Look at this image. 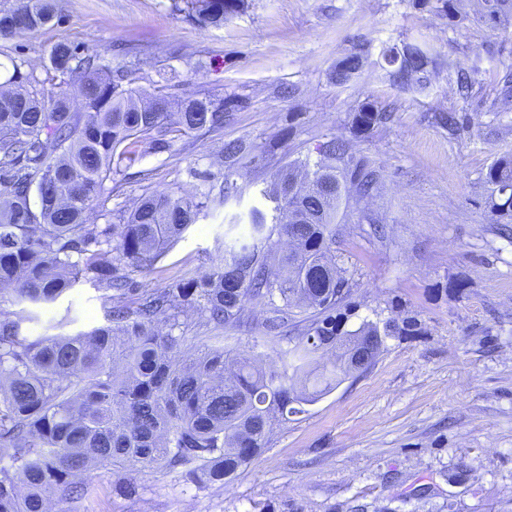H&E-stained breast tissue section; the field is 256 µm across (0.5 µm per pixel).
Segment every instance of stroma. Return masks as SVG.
I'll list each match as a JSON object with an SVG mask.
<instances>
[{"mask_svg": "<svg viewBox=\"0 0 512 512\" xmlns=\"http://www.w3.org/2000/svg\"><path fill=\"white\" fill-rule=\"evenodd\" d=\"M220 28H203L186 0H61L39 31L0 38V63L41 70L61 40L101 51L135 71L143 88L171 78L175 94L224 103L215 131L170 133L171 146L140 154L116 175L89 223H118L139 198L194 196L193 170L224 177L225 142L247 146L224 204L171 244L141 288H166L223 257L248 223L228 216L269 210L259 191L288 163L316 159L333 137L350 140L378 174L359 221L347 192L336 215L337 268L350 295L336 311L346 329L415 320V334L386 337L374 363L274 424L265 448L225 485L179 471L94 470L78 512H512V219L491 208L486 179L512 155V21L481 20L471 0L448 18L440 0H247ZM413 44L434 58L428 83L397 86L385 53ZM362 48L361 69L336 83L337 61ZM475 79L469 97L457 73ZM371 102L390 121L355 135ZM468 122L448 131L439 114ZM109 306L89 282L25 323L68 334L104 322ZM266 300L250 303L230 346L275 360L264 346Z\"/></svg>", "mask_w": 512, "mask_h": 512, "instance_id": "obj_1", "label": "stroma"}]
</instances>
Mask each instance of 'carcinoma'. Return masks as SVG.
<instances>
[{
  "label": "carcinoma",
  "mask_w": 512,
  "mask_h": 512,
  "mask_svg": "<svg viewBox=\"0 0 512 512\" xmlns=\"http://www.w3.org/2000/svg\"><path fill=\"white\" fill-rule=\"evenodd\" d=\"M482 16L512 14V0H479ZM246 0H193L203 27L220 28ZM58 0H6L0 38L21 37L51 22ZM45 78L13 61L0 81V512H60L88 495L92 466L144 472L182 470L192 481L222 484L266 446L271 422L304 412L303 405L349 374L359 339L415 331L412 320L364 322L345 330L336 307L349 295L333 260L336 210L352 183L370 197L374 172L355 167L350 180L335 162L352 158V145L332 138L319 159L291 164L261 191L274 204L249 214V236L224 246V257L169 288L136 292L129 274L151 269L204 209L233 189L240 141L224 145V192L142 197L122 224L87 223L112 175L136 161L139 144L170 147L172 128L183 134L224 124V102L181 98L169 86L134 88L133 73L112 68L100 51L56 43ZM398 85L423 84L432 59L420 48L408 58L389 55ZM362 65L354 51L336 63L348 81ZM390 113L367 102L355 113L362 136ZM497 211L512 217V158L490 167ZM278 240H272V235ZM94 283L115 302L106 322L86 332L30 336L36 320L13 310L54 303L77 282ZM266 298L275 316L263 323L280 365L264 367L225 345L224 330L241 326L247 305ZM315 310L299 336L284 333L288 307ZM217 331L195 352L185 347L187 316ZM290 347L284 349L281 343Z\"/></svg>",
  "instance_id": "cac0c4a2"
}]
</instances>
